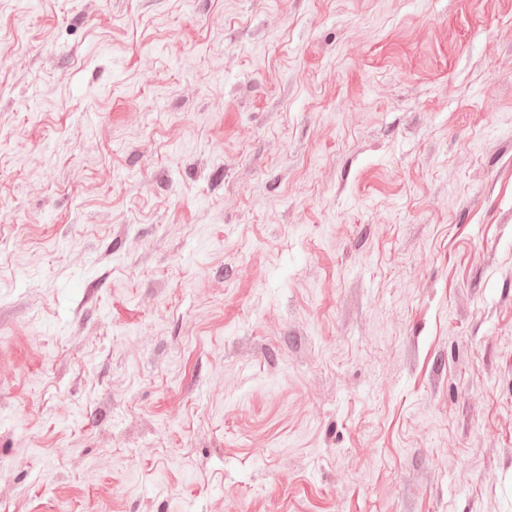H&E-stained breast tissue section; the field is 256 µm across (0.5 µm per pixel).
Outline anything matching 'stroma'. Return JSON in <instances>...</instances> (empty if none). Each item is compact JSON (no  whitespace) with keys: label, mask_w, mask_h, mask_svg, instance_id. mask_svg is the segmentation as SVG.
Listing matches in <instances>:
<instances>
[{"label":"stroma","mask_w":512,"mask_h":512,"mask_svg":"<svg viewBox=\"0 0 512 512\" xmlns=\"http://www.w3.org/2000/svg\"><path fill=\"white\" fill-rule=\"evenodd\" d=\"M0 512H512V0H0Z\"/></svg>","instance_id":"1"}]
</instances>
